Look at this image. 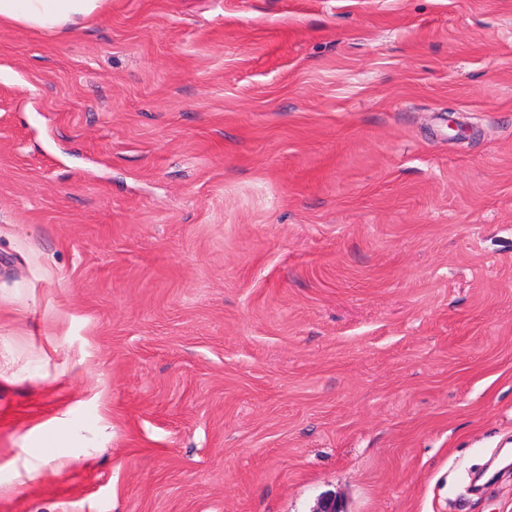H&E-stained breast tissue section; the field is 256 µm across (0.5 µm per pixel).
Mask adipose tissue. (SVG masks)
I'll use <instances>...</instances> for the list:
<instances>
[{
    "instance_id": "ef3b65f1",
    "label": "adipose tissue",
    "mask_w": 512,
    "mask_h": 512,
    "mask_svg": "<svg viewBox=\"0 0 512 512\" xmlns=\"http://www.w3.org/2000/svg\"><path fill=\"white\" fill-rule=\"evenodd\" d=\"M110 0H0V22L60 31L100 16Z\"/></svg>"
}]
</instances>
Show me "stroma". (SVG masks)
I'll return each instance as SVG.
<instances>
[{
  "mask_svg": "<svg viewBox=\"0 0 512 512\" xmlns=\"http://www.w3.org/2000/svg\"><path fill=\"white\" fill-rule=\"evenodd\" d=\"M511 463L512 0L0 23V512H512Z\"/></svg>",
  "mask_w": 512,
  "mask_h": 512,
  "instance_id": "stroma-1",
  "label": "stroma"
}]
</instances>
